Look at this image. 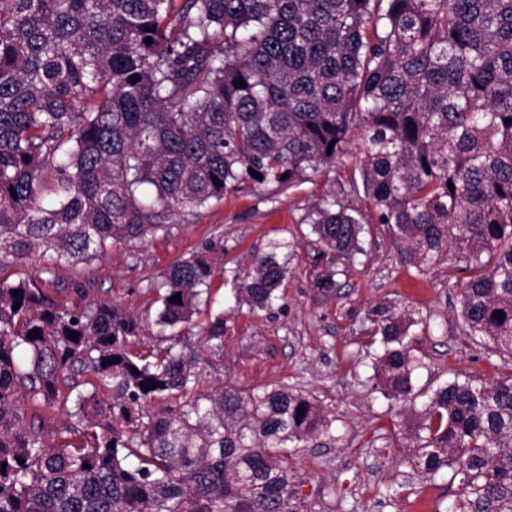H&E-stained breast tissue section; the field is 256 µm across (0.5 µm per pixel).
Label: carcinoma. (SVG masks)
I'll return each instance as SVG.
<instances>
[{"instance_id": "cac0c4a2", "label": "carcinoma", "mask_w": 512, "mask_h": 512, "mask_svg": "<svg viewBox=\"0 0 512 512\" xmlns=\"http://www.w3.org/2000/svg\"><path fill=\"white\" fill-rule=\"evenodd\" d=\"M354 135L371 207L315 206L314 287L335 294L374 221L418 272L459 255L464 335L512 354V0H0V512H312L289 446L329 432L318 405L278 383L202 393L175 351L215 276L206 253L164 274L170 344L145 352L140 318L4 274L89 264L229 193L291 187ZM286 248L251 254L236 303L273 306ZM375 316L377 385L412 404L409 329L429 323ZM224 333L219 313L199 347ZM77 362L91 389L59 393ZM39 403L65 407L61 444L28 419ZM409 440L424 481L459 480L452 512H512V374L438 386Z\"/></svg>"}]
</instances>
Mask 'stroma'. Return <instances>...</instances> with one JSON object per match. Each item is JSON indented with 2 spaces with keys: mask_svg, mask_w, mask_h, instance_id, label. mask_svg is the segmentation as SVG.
I'll use <instances>...</instances> for the list:
<instances>
[{
  "mask_svg": "<svg viewBox=\"0 0 512 512\" xmlns=\"http://www.w3.org/2000/svg\"><path fill=\"white\" fill-rule=\"evenodd\" d=\"M358 161L319 168L308 180L288 188L268 184L211 202L194 215L167 221L146 241L113 245L88 264L44 266L33 260L15 266L13 278L35 279L68 308L104 300L124 311L155 317L159 284L176 260L212 243L215 278L207 309L223 313L227 332L220 355L201 363L202 391L224 383L249 390L281 383L313 396L333 421L328 434L295 449L290 459L299 497L314 512H409L426 497L425 512H445L460 492L448 480L427 483L407 459L405 433L415 415L389 412L374 389L365 336L370 315L381 306L430 316L429 332L410 333L425 355L416 384L437 386L465 372L490 381L512 373V355L464 336L457 294L465 280L459 261L424 273L404 265L389 237L367 234L365 254L340 279L336 295L323 297L313 284L316 263L304 218L326 192L342 188L347 204L367 209ZM288 241L295 251L281 298L271 311L236 306L230 284L251 253Z\"/></svg>",
  "mask_w": 512,
  "mask_h": 512,
  "instance_id": "obj_1",
  "label": "stroma"
}]
</instances>
